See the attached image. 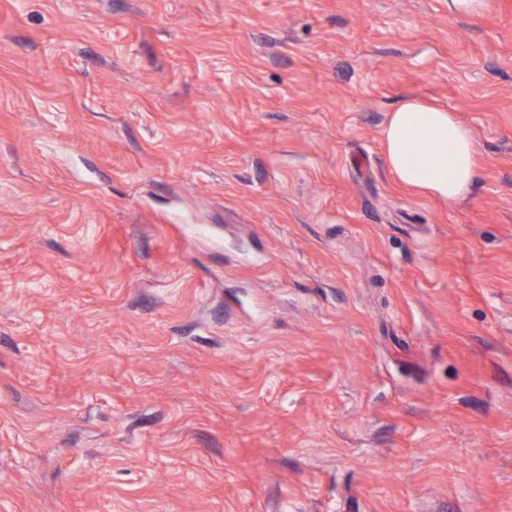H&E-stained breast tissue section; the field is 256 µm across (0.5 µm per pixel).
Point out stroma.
Segmentation results:
<instances>
[{"label": "stroma", "mask_w": 512, "mask_h": 512, "mask_svg": "<svg viewBox=\"0 0 512 512\" xmlns=\"http://www.w3.org/2000/svg\"><path fill=\"white\" fill-rule=\"evenodd\" d=\"M0 512H512V0H0ZM384 142L387 168L407 187L450 202L475 185V137L445 108L405 97L389 115Z\"/></svg>", "instance_id": "35a3bbf8"}]
</instances>
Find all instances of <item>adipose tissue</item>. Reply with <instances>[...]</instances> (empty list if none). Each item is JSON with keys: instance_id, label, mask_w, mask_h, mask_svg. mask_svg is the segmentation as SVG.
Wrapping results in <instances>:
<instances>
[{"instance_id": "obj_1", "label": "adipose tissue", "mask_w": 512, "mask_h": 512, "mask_svg": "<svg viewBox=\"0 0 512 512\" xmlns=\"http://www.w3.org/2000/svg\"><path fill=\"white\" fill-rule=\"evenodd\" d=\"M385 159L399 182L443 201L467 196L478 177L475 137L447 109L408 96L384 129Z\"/></svg>"}]
</instances>
